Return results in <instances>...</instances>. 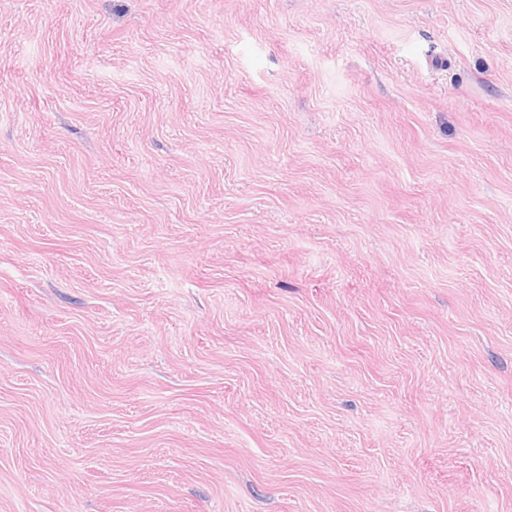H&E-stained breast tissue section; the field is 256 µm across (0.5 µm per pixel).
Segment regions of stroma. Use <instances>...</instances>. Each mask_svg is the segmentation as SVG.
Listing matches in <instances>:
<instances>
[{"instance_id": "obj_1", "label": "stroma", "mask_w": 512, "mask_h": 512, "mask_svg": "<svg viewBox=\"0 0 512 512\" xmlns=\"http://www.w3.org/2000/svg\"><path fill=\"white\" fill-rule=\"evenodd\" d=\"M0 512H512V0H0Z\"/></svg>"}]
</instances>
